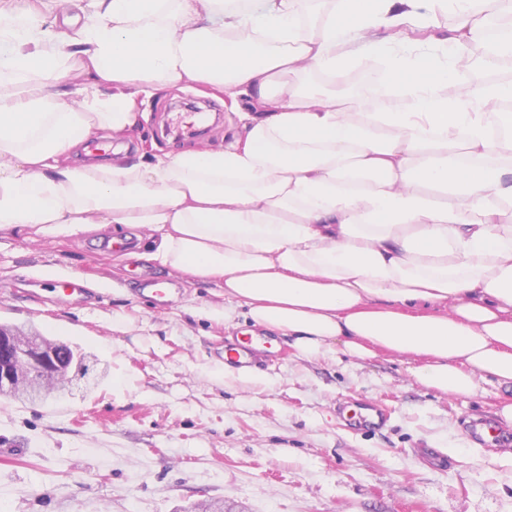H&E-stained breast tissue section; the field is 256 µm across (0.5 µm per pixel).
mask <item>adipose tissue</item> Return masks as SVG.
Here are the masks:
<instances>
[{
  "instance_id": "ef3b65f1",
  "label": "adipose tissue",
  "mask_w": 512,
  "mask_h": 512,
  "mask_svg": "<svg viewBox=\"0 0 512 512\" xmlns=\"http://www.w3.org/2000/svg\"><path fill=\"white\" fill-rule=\"evenodd\" d=\"M506 18L512 0H0V231L143 226L141 259L223 282L225 317L301 356L405 354L462 398L512 384ZM354 68L392 93L336 92ZM179 85L224 92V147L60 163Z\"/></svg>"
}]
</instances>
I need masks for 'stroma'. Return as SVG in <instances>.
<instances>
[{
  "mask_svg": "<svg viewBox=\"0 0 512 512\" xmlns=\"http://www.w3.org/2000/svg\"><path fill=\"white\" fill-rule=\"evenodd\" d=\"M139 109L123 141L147 155L224 143L222 120L199 138L161 131L184 112L223 113V92L175 88ZM119 230L0 231V325L78 345L88 368L66 396L0 397V512H192L203 500L224 512H512V460L460 427L511 404V386L486 377L460 398L417 382L405 355L304 358L284 336L268 369L225 375L215 349L253 322L220 318L223 284L100 251ZM144 272L179 277L169 307L135 293ZM51 274L85 280L98 301L27 295L26 279ZM361 398L391 408L389 430L341 425L337 401Z\"/></svg>",
  "mask_w": 512,
  "mask_h": 512,
  "instance_id": "35a3bbf8",
  "label": "stroma"
}]
</instances>
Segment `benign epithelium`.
I'll use <instances>...</instances> for the list:
<instances>
[{
  "mask_svg": "<svg viewBox=\"0 0 512 512\" xmlns=\"http://www.w3.org/2000/svg\"><path fill=\"white\" fill-rule=\"evenodd\" d=\"M69 366L61 360L58 350L51 342L37 335H29L23 342H16L0 336V395L9 394L15 390L14 382L24 379V373L42 374V384L25 379L28 396L32 400L47 396L44 385L48 384L45 376L52 374L57 376L53 381L54 393L60 395L65 392L68 383L60 378L66 373Z\"/></svg>",
  "mask_w": 512,
  "mask_h": 512,
  "instance_id": "1",
  "label": "benign epithelium"
}]
</instances>
